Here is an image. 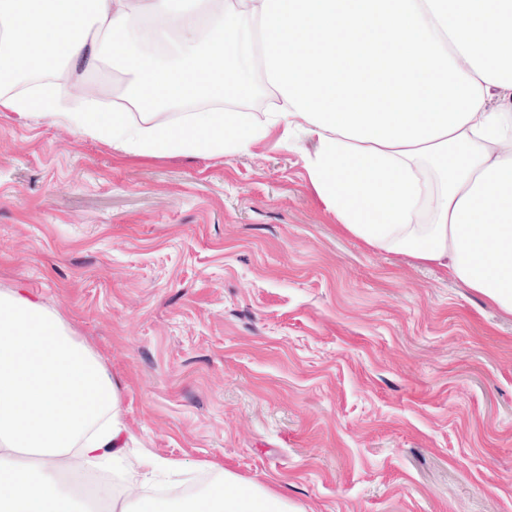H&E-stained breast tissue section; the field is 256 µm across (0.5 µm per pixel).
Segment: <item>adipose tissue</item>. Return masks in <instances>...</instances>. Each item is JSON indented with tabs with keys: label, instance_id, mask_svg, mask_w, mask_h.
Returning a JSON list of instances; mask_svg holds the SVG:
<instances>
[{
	"label": "adipose tissue",
	"instance_id": "adipose-tissue-1",
	"mask_svg": "<svg viewBox=\"0 0 512 512\" xmlns=\"http://www.w3.org/2000/svg\"><path fill=\"white\" fill-rule=\"evenodd\" d=\"M0 112L39 115L135 155H230L280 127L315 141L305 165L342 229L438 268L512 316V0H0ZM176 37L159 61L137 47ZM137 72L126 105L74 103L60 84L102 65ZM49 83L16 91L27 75ZM264 121L233 111L260 83ZM210 106L172 118L170 108ZM112 375L61 316L0 290V512H289L230 472L184 506L149 494L183 463L124 468ZM111 456L94 500L64 481Z\"/></svg>",
	"mask_w": 512,
	"mask_h": 512
}]
</instances>
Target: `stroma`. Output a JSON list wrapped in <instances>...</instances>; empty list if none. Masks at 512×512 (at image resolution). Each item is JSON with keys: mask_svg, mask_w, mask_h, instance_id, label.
<instances>
[{"mask_svg": "<svg viewBox=\"0 0 512 512\" xmlns=\"http://www.w3.org/2000/svg\"><path fill=\"white\" fill-rule=\"evenodd\" d=\"M315 143L133 155L0 116V289L56 311L131 447L299 512H512V317L377 253L316 196Z\"/></svg>", "mask_w": 512, "mask_h": 512, "instance_id": "obj_1", "label": "stroma"}]
</instances>
